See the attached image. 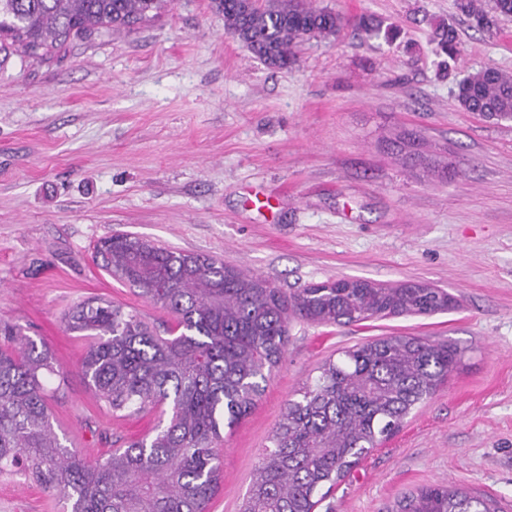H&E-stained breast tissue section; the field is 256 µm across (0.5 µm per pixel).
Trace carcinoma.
<instances>
[{"label": "carcinoma", "mask_w": 512, "mask_h": 512, "mask_svg": "<svg viewBox=\"0 0 512 512\" xmlns=\"http://www.w3.org/2000/svg\"><path fill=\"white\" fill-rule=\"evenodd\" d=\"M172 0H0V54L43 58L80 36L131 29ZM224 30L266 66L287 70L298 47L344 26L314 0H214ZM476 26L512 16V0H457ZM448 56L450 24L436 27ZM462 109L512 121V75L495 66L457 86ZM103 268L170 313L162 336L135 310L105 299L74 306L68 331L92 339L81 362L97 402L112 413L159 411L166 423L93 459L62 444L49 376L65 379L51 349L0 323V476H21L56 496L65 512H207L219 491L221 428L247 416L288 345V315L321 325L390 315H432L452 298L423 284L338 279L292 294L213 256L184 253L129 234L104 241ZM462 350L420 336L369 339L329 359L288 401L250 482L242 512H315L358 461L400 428L462 363ZM391 512H501L492 497L431 484Z\"/></svg>", "instance_id": "cac0c4a2"}]
</instances>
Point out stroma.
Wrapping results in <instances>:
<instances>
[{
    "label": "stroma",
    "instance_id": "35a3bbf8",
    "mask_svg": "<svg viewBox=\"0 0 512 512\" xmlns=\"http://www.w3.org/2000/svg\"><path fill=\"white\" fill-rule=\"evenodd\" d=\"M349 21L305 42L288 70L224 31L212 0H172L132 31L37 61L0 63V320L54 351L57 433L100 455L155 413L113 417L85 386L88 340L63 315L104 298L158 332L171 316L112 278L95 248L120 232L293 291L339 278L447 289L457 309L324 326L295 318L261 399L225 431L208 512H240L296 390L326 359L381 336L457 344L462 366L316 512H389L440 481L512 512V122L463 111L456 83L512 74V17L474 28L455 0H316ZM370 15L393 42L359 31ZM458 32L444 62L435 24ZM0 512H60L37 484L0 477Z\"/></svg>",
    "mask_w": 512,
    "mask_h": 512
}]
</instances>
